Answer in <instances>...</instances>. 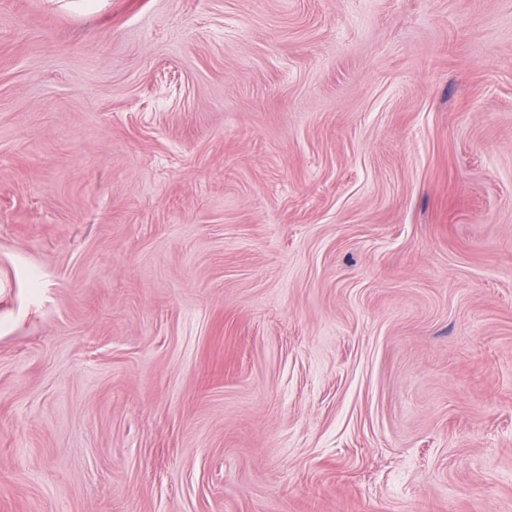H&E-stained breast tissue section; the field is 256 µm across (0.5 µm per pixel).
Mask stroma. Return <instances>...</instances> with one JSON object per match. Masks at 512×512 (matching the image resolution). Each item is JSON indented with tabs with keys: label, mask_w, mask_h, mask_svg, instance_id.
<instances>
[{
	"label": "stroma",
	"mask_w": 512,
	"mask_h": 512,
	"mask_svg": "<svg viewBox=\"0 0 512 512\" xmlns=\"http://www.w3.org/2000/svg\"><path fill=\"white\" fill-rule=\"evenodd\" d=\"M0 512H512V0H0Z\"/></svg>",
	"instance_id": "stroma-1"
}]
</instances>
